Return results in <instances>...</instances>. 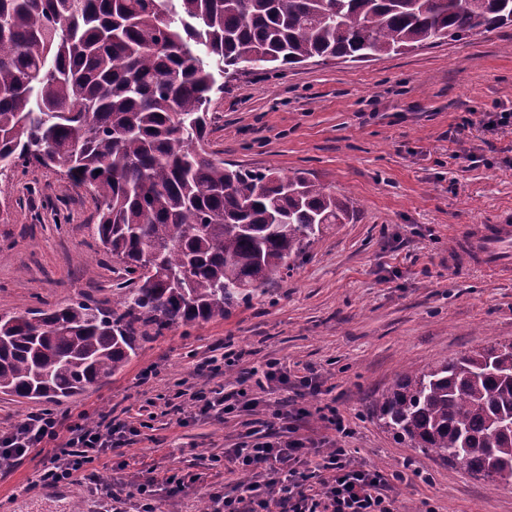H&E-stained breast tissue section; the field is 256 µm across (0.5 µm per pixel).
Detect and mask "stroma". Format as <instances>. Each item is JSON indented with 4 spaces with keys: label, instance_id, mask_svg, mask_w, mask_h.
<instances>
[{
    "label": "stroma",
    "instance_id": "obj_1",
    "mask_svg": "<svg viewBox=\"0 0 512 512\" xmlns=\"http://www.w3.org/2000/svg\"><path fill=\"white\" fill-rule=\"evenodd\" d=\"M500 104L512 106V26L365 62L258 71L212 93L208 151L249 170L307 172L357 202L352 223L326 226L287 275L229 317L142 340L122 371L79 394H0V429L44 409L109 415L141 430L124 448L130 476L155 465L208 481L276 397L182 426L170 399L182 381L230 389L278 358L319 373L301 435H327L319 409L329 404L349 418L344 445L359 460L388 473L409 460L430 474L428 484L412 475L397 484L401 512H512V489L396 442L374 413L402 373L512 340V278L448 264L453 232L512 213V129L476 126L448 139L468 113ZM96 210L95 196L60 169L0 175V313L111 300L124 271L95 237ZM226 358L230 372L194 376L198 363ZM37 467L29 456L0 470V512H98L80 486L26 492Z\"/></svg>",
    "mask_w": 512,
    "mask_h": 512
}]
</instances>
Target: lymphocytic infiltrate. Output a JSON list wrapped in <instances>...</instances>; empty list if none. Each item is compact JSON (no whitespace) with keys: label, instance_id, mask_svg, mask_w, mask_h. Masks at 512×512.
Here are the masks:
<instances>
[{"label":"lymphocytic infiltrate","instance_id":"1","mask_svg":"<svg viewBox=\"0 0 512 512\" xmlns=\"http://www.w3.org/2000/svg\"><path fill=\"white\" fill-rule=\"evenodd\" d=\"M256 388L287 395L283 407L270 416L274 432L225 450L230 473L249 475L250 480L232 489L206 486L201 497L207 512H400L393 484L404 480V473L384 474L344 448L351 427L336 407L324 416L332 432L329 445L298 435L295 422L307 414L299 399L321 391L315 370L297 375L285 362L271 358L254 385L243 383L230 393L187 387L179 392L184 409L177 422L185 424L191 416L220 419L253 408ZM138 434L137 428L105 417L90 424L44 410L0 430V469L35 455L40 468L30 489L80 485L99 498L103 512H122V504L133 498L137 512H163L168 498L183 489L184 478L151 467L132 481L121 461L112 464V474L104 481L95 467Z\"/></svg>","mask_w":512,"mask_h":512}]
</instances>
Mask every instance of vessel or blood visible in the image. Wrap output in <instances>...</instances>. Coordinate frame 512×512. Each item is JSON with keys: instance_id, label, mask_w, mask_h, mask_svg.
Instances as JSON below:
<instances>
[{"instance_id": "b4317fda", "label": "vessel or blood", "mask_w": 512, "mask_h": 512, "mask_svg": "<svg viewBox=\"0 0 512 512\" xmlns=\"http://www.w3.org/2000/svg\"><path fill=\"white\" fill-rule=\"evenodd\" d=\"M452 258L470 267L497 274L512 272V225L467 226L456 240Z\"/></svg>"}]
</instances>
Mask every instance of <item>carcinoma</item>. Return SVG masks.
Here are the masks:
<instances>
[{"mask_svg": "<svg viewBox=\"0 0 512 512\" xmlns=\"http://www.w3.org/2000/svg\"><path fill=\"white\" fill-rule=\"evenodd\" d=\"M512 25V0H0V174L60 167L123 265L112 306L0 314V393L68 398L143 331L223 318L357 203L207 150L217 76L362 62ZM413 448L512 487V341L404 374L377 406Z\"/></svg>", "mask_w": 512, "mask_h": 512, "instance_id": "carcinoma-1", "label": "carcinoma"}]
</instances>
